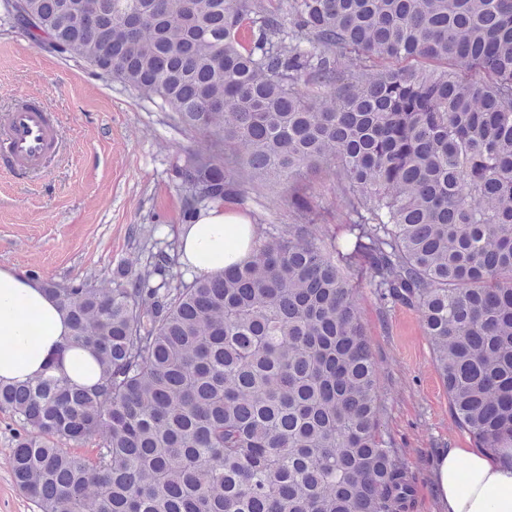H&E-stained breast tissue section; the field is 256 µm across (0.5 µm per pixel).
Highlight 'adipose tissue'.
<instances>
[{
    "label": "adipose tissue",
    "instance_id": "obj_1",
    "mask_svg": "<svg viewBox=\"0 0 512 512\" xmlns=\"http://www.w3.org/2000/svg\"><path fill=\"white\" fill-rule=\"evenodd\" d=\"M253 226L221 201L201 209L179 232L180 262L210 275L250 253ZM66 312L42 280L0 267V382L67 376L91 386L99 378L88 349L70 345ZM440 512H512V448H448L434 466Z\"/></svg>",
    "mask_w": 512,
    "mask_h": 512
}]
</instances>
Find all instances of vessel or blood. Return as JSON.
Listing matches in <instances>:
<instances>
[{"mask_svg": "<svg viewBox=\"0 0 512 512\" xmlns=\"http://www.w3.org/2000/svg\"><path fill=\"white\" fill-rule=\"evenodd\" d=\"M61 147L59 126L32 94L15 98L0 117V171L16 178L45 176Z\"/></svg>", "mask_w": 512, "mask_h": 512, "instance_id": "obj_1", "label": "vessel or blood"}]
</instances>
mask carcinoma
Returning a JSON list of instances; mask_svg holds the SVG:
<instances>
[{
	"instance_id": "carcinoma-1",
	"label": "carcinoma",
	"mask_w": 512,
	"mask_h": 512,
	"mask_svg": "<svg viewBox=\"0 0 512 512\" xmlns=\"http://www.w3.org/2000/svg\"><path fill=\"white\" fill-rule=\"evenodd\" d=\"M16 27L209 138L184 217L326 168L343 236L254 230L209 276L164 251L99 286L46 282L96 385L0 384L40 512H407L354 299L422 315L457 423L512 447V0H12ZM335 100L324 107L325 98ZM105 435L91 457L76 446Z\"/></svg>"
}]
</instances>
